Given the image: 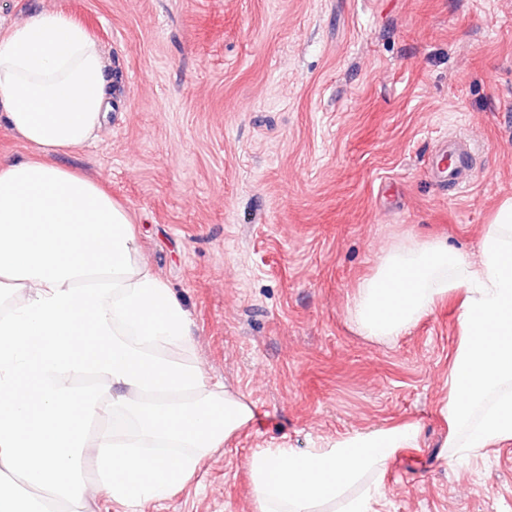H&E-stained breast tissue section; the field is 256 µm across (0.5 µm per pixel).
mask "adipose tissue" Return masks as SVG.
Here are the masks:
<instances>
[{"label": "adipose tissue", "mask_w": 512, "mask_h": 512, "mask_svg": "<svg viewBox=\"0 0 512 512\" xmlns=\"http://www.w3.org/2000/svg\"><path fill=\"white\" fill-rule=\"evenodd\" d=\"M107 108L105 60L84 25L40 13L0 35V123L33 150L0 162V512L98 499L137 512L192 481L252 419L197 361L172 358L193 346L191 319L140 262L127 209L48 160L92 142ZM450 297L460 332L442 414L448 444L467 455L512 443V197L478 261L441 239L398 244L348 313L363 335L390 339ZM86 375L95 385L77 388ZM416 438L402 425L303 455L259 449L247 460L257 512H374L375 488L349 489Z\"/></svg>", "instance_id": "1"}]
</instances>
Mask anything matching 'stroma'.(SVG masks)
Returning <instances> with one entry per match:
<instances>
[{"instance_id":"35a3bbf8","label":"stroma","mask_w":512,"mask_h":512,"mask_svg":"<svg viewBox=\"0 0 512 512\" xmlns=\"http://www.w3.org/2000/svg\"><path fill=\"white\" fill-rule=\"evenodd\" d=\"M40 12L73 16L109 60L106 124L52 162L125 205L193 323L174 358L253 413L139 512H256L255 449L405 422L417 445L375 512H512V445H445L455 303L384 341L348 317L382 254L440 236L477 258L512 196V0H0V31ZM451 137L475 153L453 196L431 176Z\"/></svg>"}]
</instances>
